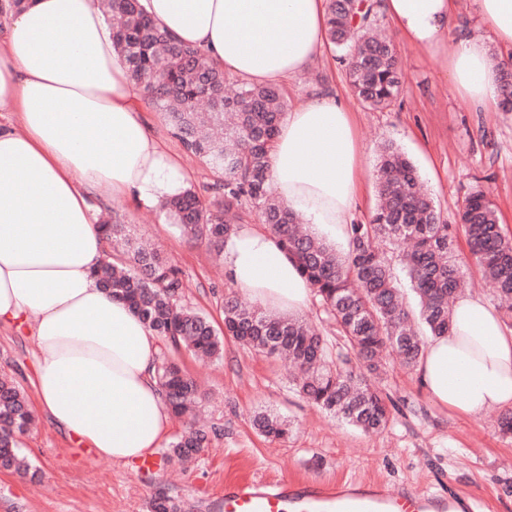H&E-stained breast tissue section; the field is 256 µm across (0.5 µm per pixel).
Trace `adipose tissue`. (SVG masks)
I'll list each match as a JSON object with an SVG mask.
<instances>
[{
	"mask_svg": "<svg viewBox=\"0 0 512 512\" xmlns=\"http://www.w3.org/2000/svg\"><path fill=\"white\" fill-rule=\"evenodd\" d=\"M489 38L450 31L458 0H382L411 44L446 41L455 90L499 108L489 40L512 47V0H471ZM151 20L202 50L229 75L280 85L321 52L327 0H144ZM141 91L115 50L112 24L92 0H26L0 34V325L37 341L36 400L58 430L98 457L130 465L166 443L171 421L155 378L158 338L93 271L109 242L91 196L152 209L193 176L151 135ZM363 150L352 114L319 95L284 111L270 152V187L318 237L348 245ZM226 272L260 304L296 314L312 288L278 238L243 227L224 242ZM417 376L432 401L475 417L512 407V328L481 297L452 306L448 335L430 338Z\"/></svg>",
	"mask_w": 512,
	"mask_h": 512,
	"instance_id": "ef3b65f1",
	"label": "adipose tissue"
}]
</instances>
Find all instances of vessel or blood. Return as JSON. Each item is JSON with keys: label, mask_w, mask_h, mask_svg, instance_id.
Listing matches in <instances>:
<instances>
[{"label": "vessel or blood", "mask_w": 512, "mask_h": 512, "mask_svg": "<svg viewBox=\"0 0 512 512\" xmlns=\"http://www.w3.org/2000/svg\"><path fill=\"white\" fill-rule=\"evenodd\" d=\"M431 504L422 492L382 484L348 489L318 482L238 480L225 485L222 512H428Z\"/></svg>", "instance_id": "vessel-or-blood-1"}]
</instances>
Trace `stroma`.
Masks as SVG:
<instances>
[{"mask_svg": "<svg viewBox=\"0 0 512 512\" xmlns=\"http://www.w3.org/2000/svg\"><path fill=\"white\" fill-rule=\"evenodd\" d=\"M392 38L405 84L389 110H368L355 98L337 54L328 48L284 86L289 104L328 92L353 112L365 149L353 222H369L375 210L377 146L387 140L415 163L447 223H454L468 193L480 185L490 191L500 222L512 236V111L484 110L453 89L444 72L452 44L432 55L400 33ZM144 114L153 134L179 150L183 163L195 171L193 190L203 201L212 200L224 179L222 165L186 153L166 113L148 107ZM110 209L123 226L121 243L131 248L151 243L180 269L183 303L222 328L224 296L235 286L221 258L206 243L188 242L162 211L127 199L113 200ZM36 353L28 331L0 327V376L11 377L30 396ZM160 354L200 384L205 399L198 414L218 431L210 448L186 462L159 449L154 470L146 473L135 464L99 458L41 416L20 438L32 473L0 472V512H152L153 500L162 493L181 512H220L225 483L237 479L386 483L442 500L469 497L478 502L476 512H512V439L499 432V410L467 418L440 409L416 371L397 357H388L380 385L399 410L386 430L368 435L297 396L285 360L250 351L232 338H225L224 355L217 360L199 361L166 345ZM265 411L288 420V439L271 441L254 429L252 415Z\"/></svg>", "mask_w": 512, "mask_h": 512, "instance_id": "1", "label": "stroma"}]
</instances>
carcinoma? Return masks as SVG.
Segmentation results:
<instances>
[{"instance_id":"obj_1","label":"carcinoma","mask_w":512,"mask_h":512,"mask_svg":"<svg viewBox=\"0 0 512 512\" xmlns=\"http://www.w3.org/2000/svg\"><path fill=\"white\" fill-rule=\"evenodd\" d=\"M115 46L131 80L148 106L171 118L187 151L206 154L215 137L203 131L199 105L224 121L225 155L231 157L220 186L224 200L206 204L195 192L167 202L166 209L190 241H204L217 252L237 230L238 206L248 203L279 239L334 321L339 339L329 342L318 327L224 298V330L217 331L198 311L182 304L180 271L157 253L135 248L129 267L103 262L94 276L103 290L124 302L157 336L172 347L202 359H218L224 337L267 356L285 355L298 369L299 394L332 418L365 433L383 431L398 410L396 402L368 375L378 372L385 351L417 366L425 336L448 334L451 306L466 288L450 225L424 191L410 158L392 142L381 146L377 193L380 204L369 223L349 224L351 245L341 256L325 241L300 227V216L269 194V151L286 100L278 86L242 82L228 94L224 72L199 49L178 41L146 15L142 0H105ZM328 43L343 52L349 86L367 108L388 109L398 100L403 72L392 40L370 33L373 0H329ZM502 103L512 105V61L497 63ZM471 257L491 282L503 317L512 320V237L499 223L488 191L476 189L458 214ZM399 251L418 305L413 324L388 252ZM156 376L169 406L189 415L200 389L174 361L162 358ZM34 421L26 393L0 378V471L26 474L30 461L19 437ZM259 433L283 439L286 422L267 413L253 419ZM210 433L195 424L170 445L182 459L203 452Z\"/></svg>"}]
</instances>
